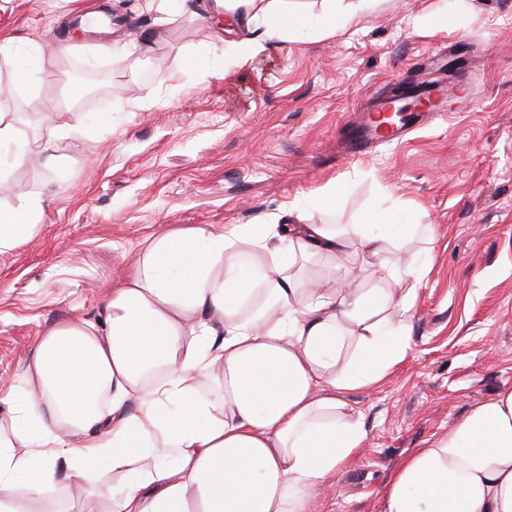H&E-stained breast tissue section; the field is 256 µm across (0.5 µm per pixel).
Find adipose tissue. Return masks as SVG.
Instances as JSON below:
<instances>
[{
    "label": "adipose tissue",
    "mask_w": 512,
    "mask_h": 512,
    "mask_svg": "<svg viewBox=\"0 0 512 512\" xmlns=\"http://www.w3.org/2000/svg\"><path fill=\"white\" fill-rule=\"evenodd\" d=\"M288 0H208L211 36L277 25L236 42L239 65L265 39L336 31ZM31 191L0 210V253L40 230ZM412 224H189L154 236L112 287L101 315L47 326L0 390V512H62L60 489L93 494L112 476L108 512H311L362 447L338 392L370 388L400 363L423 263L396 257ZM362 262L377 285L305 288L297 257ZM353 354H346L349 339ZM382 512H512V387L473 408L392 474Z\"/></svg>",
    "instance_id": "obj_1"
}]
</instances>
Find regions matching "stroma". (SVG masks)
Here are the masks:
<instances>
[{"label":"stroma","mask_w":512,"mask_h":512,"mask_svg":"<svg viewBox=\"0 0 512 512\" xmlns=\"http://www.w3.org/2000/svg\"><path fill=\"white\" fill-rule=\"evenodd\" d=\"M123 25L56 33L58 0H0V83L14 84L19 142L40 118L82 134L49 168L12 165L9 209L44 192L35 239L0 254V383L42 330L96 314L153 236L180 224H256L292 202L312 224H426L402 250L427 263L407 315L406 359L344 398L365 434L312 512H382L410 449L447 435L512 386V0H376L323 38L266 41L248 66L200 18L110 0ZM155 28L152 51H135ZM131 56L114 64L110 50ZM470 80L476 100L401 143L350 155L354 112L413 74Z\"/></svg>","instance_id":"1"}]
</instances>
